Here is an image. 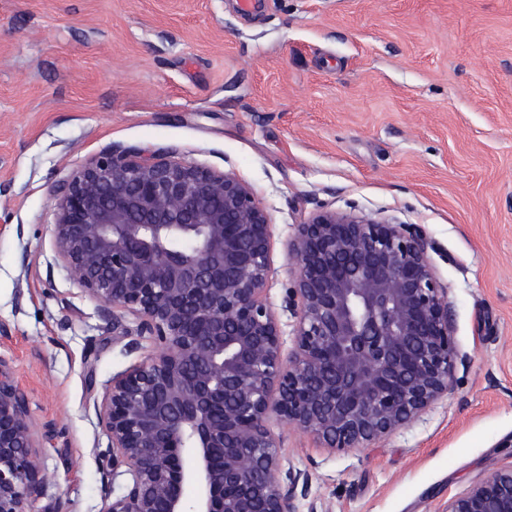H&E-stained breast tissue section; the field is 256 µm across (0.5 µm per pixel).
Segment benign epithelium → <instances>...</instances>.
Returning a JSON list of instances; mask_svg holds the SVG:
<instances>
[{
  "instance_id": "obj_1",
  "label": "benign epithelium",
  "mask_w": 512,
  "mask_h": 512,
  "mask_svg": "<svg viewBox=\"0 0 512 512\" xmlns=\"http://www.w3.org/2000/svg\"><path fill=\"white\" fill-rule=\"evenodd\" d=\"M54 242L112 328L154 355L95 412L112 479L100 512H293L271 415L326 448L383 440L448 395L462 361L418 224L321 210L288 241L293 351L266 291L272 229L235 171L140 151L99 156L58 194ZM28 397L0 364V512H34L44 476ZM197 488L187 506L184 487ZM447 512H512V466Z\"/></svg>"
}]
</instances>
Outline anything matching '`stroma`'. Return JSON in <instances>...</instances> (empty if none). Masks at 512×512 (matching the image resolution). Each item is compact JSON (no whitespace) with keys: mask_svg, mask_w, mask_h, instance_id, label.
Returning <instances> with one entry per match:
<instances>
[{"mask_svg":"<svg viewBox=\"0 0 512 512\" xmlns=\"http://www.w3.org/2000/svg\"><path fill=\"white\" fill-rule=\"evenodd\" d=\"M113 150L251 184L286 334L295 225L354 211L430 238L463 356L448 396L345 453L271 420L294 512H447L512 465V0H0V364L44 434L36 512H99L94 406L153 353L54 246L58 190Z\"/></svg>","mask_w":512,"mask_h":512,"instance_id":"stroma-1","label":"stroma"}]
</instances>
